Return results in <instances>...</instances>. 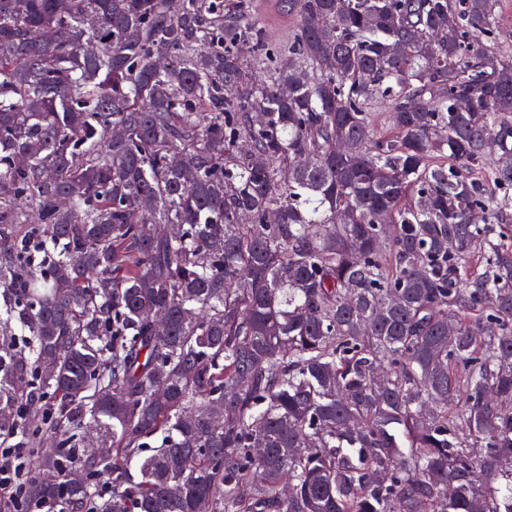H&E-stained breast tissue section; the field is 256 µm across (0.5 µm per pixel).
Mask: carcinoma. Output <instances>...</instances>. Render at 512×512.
Segmentation results:
<instances>
[{
    "label": "carcinoma",
    "instance_id": "1",
    "mask_svg": "<svg viewBox=\"0 0 512 512\" xmlns=\"http://www.w3.org/2000/svg\"><path fill=\"white\" fill-rule=\"evenodd\" d=\"M502 13L0 0L31 512H512Z\"/></svg>",
    "mask_w": 512,
    "mask_h": 512
}]
</instances>
